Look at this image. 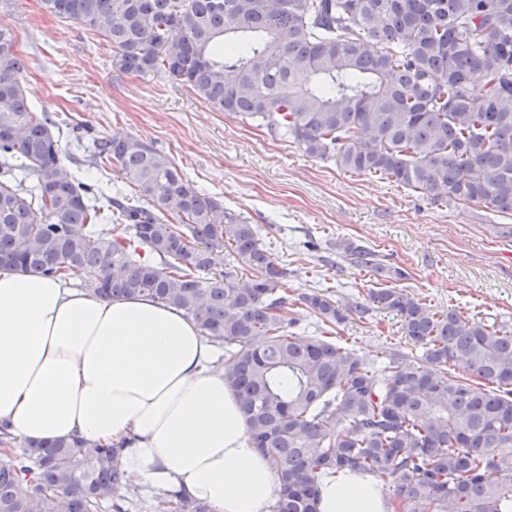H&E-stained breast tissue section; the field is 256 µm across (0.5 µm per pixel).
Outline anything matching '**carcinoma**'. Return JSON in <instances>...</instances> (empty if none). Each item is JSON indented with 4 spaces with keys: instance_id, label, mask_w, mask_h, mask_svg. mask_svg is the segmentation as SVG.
Listing matches in <instances>:
<instances>
[{
    "instance_id": "1",
    "label": "carcinoma",
    "mask_w": 512,
    "mask_h": 512,
    "mask_svg": "<svg viewBox=\"0 0 512 512\" xmlns=\"http://www.w3.org/2000/svg\"><path fill=\"white\" fill-rule=\"evenodd\" d=\"M38 2L103 33L118 71L187 86L311 157L435 203L512 211V0ZM14 43L1 27L0 271L84 272L90 294L174 307L224 347V382L276 475L273 512H318L320 478L344 471L372 477L391 512H512L511 330L377 288L369 302L399 316L434 368L394 357L366 368L341 344L298 337L279 295L288 270L152 142L96 143L93 164L118 169L132 197L72 174L55 122L31 110ZM337 248L385 271L361 245ZM301 300L329 326L367 311L319 291ZM457 362L470 378L448 373ZM123 448L18 445L0 424V512H101L106 500L125 512L112 499ZM160 508L210 512L181 494Z\"/></svg>"
}]
</instances>
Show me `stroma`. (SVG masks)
<instances>
[{
	"instance_id": "35a3bbf8",
	"label": "stroma",
	"mask_w": 512,
	"mask_h": 512,
	"mask_svg": "<svg viewBox=\"0 0 512 512\" xmlns=\"http://www.w3.org/2000/svg\"><path fill=\"white\" fill-rule=\"evenodd\" d=\"M1 20L27 63L33 109L56 122L72 171L107 195L131 193L117 171L93 167V143L152 141L198 190L256 225L289 271L288 315L299 337L345 344L366 367L394 352L422 359L394 314L373 310L337 327L321 324L298 299L313 289L346 308L366 301L371 289L399 288L434 310L512 329V238L499 233L512 225L511 213L436 203L387 179L347 172L214 110L187 87L123 74L101 33L41 12L36 0H0ZM340 240L379 253L388 275L350 264L336 249Z\"/></svg>"
}]
</instances>
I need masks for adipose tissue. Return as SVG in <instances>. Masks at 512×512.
<instances>
[{
	"mask_svg": "<svg viewBox=\"0 0 512 512\" xmlns=\"http://www.w3.org/2000/svg\"><path fill=\"white\" fill-rule=\"evenodd\" d=\"M215 349L182 311L106 300L36 272H0V422L26 441L123 443L128 483L212 512H270L254 448ZM318 512H386L371 477L321 478Z\"/></svg>",
	"mask_w": 512,
	"mask_h": 512,
	"instance_id": "adipose-tissue-1",
	"label": "adipose tissue"
}]
</instances>
